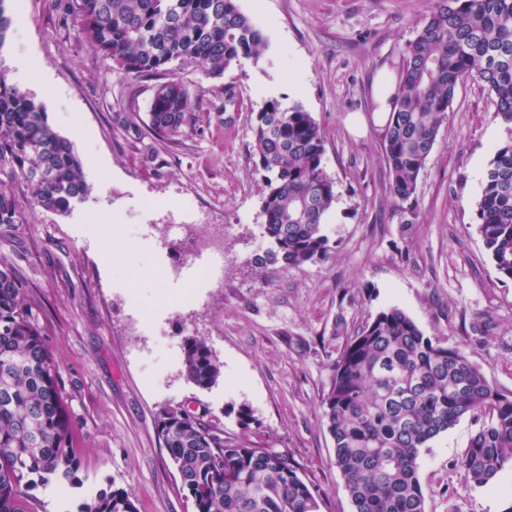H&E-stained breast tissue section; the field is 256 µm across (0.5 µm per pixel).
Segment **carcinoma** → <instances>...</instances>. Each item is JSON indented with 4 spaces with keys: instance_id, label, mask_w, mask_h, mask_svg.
Here are the masks:
<instances>
[{
    "instance_id": "1",
    "label": "carcinoma",
    "mask_w": 512,
    "mask_h": 512,
    "mask_svg": "<svg viewBox=\"0 0 512 512\" xmlns=\"http://www.w3.org/2000/svg\"><path fill=\"white\" fill-rule=\"evenodd\" d=\"M78 35L133 78L174 61L216 79L258 57L264 37L236 0H64ZM393 112L385 127L389 194L411 200L448 119L458 86L482 83L494 96L505 139L490 160L476 204L478 232L499 274L512 279V0H435L416 38L402 50ZM201 88L160 84L149 110L155 139L196 123ZM255 166L265 172L264 236L274 246L260 262L301 267L328 253L325 218L336 201L326 173L325 135L299 103L270 99L252 127ZM22 179L37 206L67 213L90 187L70 141L48 123L42 104L0 70V170ZM18 221L0 192V225ZM186 379L208 389L221 366L207 343L183 340ZM487 416L460 467L484 486L512 465V392L491 385L458 347L427 336L402 309L379 312L351 336L333 363L323 417L335 444L354 512H426L418 477L422 448L461 417ZM78 421L15 268L0 267V512H39L25 489H80L73 447ZM158 434L194 512H318L310 487L288 456L224 436L213 421L192 424L166 412ZM78 512H137L123 489L100 490Z\"/></svg>"
}]
</instances>
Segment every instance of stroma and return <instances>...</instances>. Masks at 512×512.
Wrapping results in <instances>:
<instances>
[{
  "label": "stroma",
  "mask_w": 512,
  "mask_h": 512,
  "mask_svg": "<svg viewBox=\"0 0 512 512\" xmlns=\"http://www.w3.org/2000/svg\"><path fill=\"white\" fill-rule=\"evenodd\" d=\"M15 21L0 63L27 54L33 69H9L11 84L43 105L48 122L83 163L91 191L65 214L34 205L9 171L19 222L0 226V260L14 265L59 367L79 425L82 488L58 496L35 487L42 512H75L85 494L123 489L137 512H194L157 432L167 406L198 401L225 431L287 450L319 512H354L322 417L338 357L354 330L378 312L403 309L428 336L461 348L493 386L512 391V279L484 248L475 211L495 147L505 133L488 89L469 80L421 171L412 200L388 195L383 127L362 133L350 113H372L380 70L398 72L433 0H238L265 46L217 80L172 63L164 77L132 79L79 39L60 0H0ZM202 83L197 121L171 140L150 136L149 104L162 78ZM300 103L325 133L324 167L336 183L325 219V258L291 267L261 263L262 171L252 124L268 99ZM205 221L224 231V283L182 303L161 265L185 262L190 239L172 224ZM152 227L153 243L129 236ZM199 336L221 364L207 390L163 351L147 355L149 330ZM247 406L249 427L237 423ZM471 417L428 442L418 476L426 512H505L512 466L487 485L460 467L478 430Z\"/></svg>",
  "instance_id": "obj_1"
}]
</instances>
